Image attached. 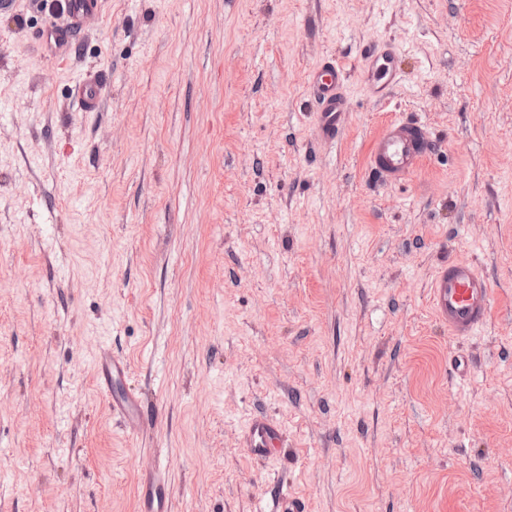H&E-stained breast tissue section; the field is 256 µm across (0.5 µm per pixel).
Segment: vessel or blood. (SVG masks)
<instances>
[{
  "instance_id": "obj_1",
  "label": "vessel or blood",
  "mask_w": 512,
  "mask_h": 512,
  "mask_svg": "<svg viewBox=\"0 0 512 512\" xmlns=\"http://www.w3.org/2000/svg\"><path fill=\"white\" fill-rule=\"evenodd\" d=\"M99 11L98 0H66V24H51L47 36L57 45L64 46L70 40L74 28L84 26ZM371 58L380 66L377 85L373 94L377 100H386L394 76L389 64L390 50H374ZM346 73L336 61L322 62L308 81L309 96L315 106L319 134L323 141H333L344 125L346 101L344 81ZM103 88L95 77H87L76 91L77 102L82 111L97 110L102 99ZM427 128L416 119L396 120L373 138L368 169L378 184L389 186L413 173L429 151ZM433 308L440 323L447 326L449 334L456 339L476 335L487 321L491 309L492 288L489 280L478 267L466 259H454L443 264L432 284ZM97 381L104 392H111L113 382L122 380L126 366L120 359L103 356L97 361ZM280 432L267 417L254 416L247 428L246 446L252 456L263 458L279 445ZM168 484L165 472L155 469L138 490L139 512H164Z\"/></svg>"
}]
</instances>
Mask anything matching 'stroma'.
<instances>
[{"instance_id": "stroma-1", "label": "stroma", "mask_w": 512, "mask_h": 512, "mask_svg": "<svg viewBox=\"0 0 512 512\" xmlns=\"http://www.w3.org/2000/svg\"><path fill=\"white\" fill-rule=\"evenodd\" d=\"M49 20L0 0V512H139L158 466L167 512H512V0H99L57 52ZM327 58L333 144L305 108ZM395 118L432 148L379 186ZM454 258L492 287L464 341L431 306ZM259 413L283 445L255 459ZM366 59H381L383 61V63L380 64L377 72V80L380 85H374L373 95L378 101H384L389 96V91L387 89L392 85L394 80V75L390 73L389 68V64L392 60V52L389 49L373 50L368 53ZM346 73L336 60L322 62L310 75L309 96L315 106L319 134L324 142L336 139L344 125ZM103 87L96 77L89 76L82 81L76 91L79 107L84 112L97 110L102 99ZM97 381L99 388L112 400V410L128 419L141 418L143 409L141 402L131 395L121 398L112 397L113 381H121L126 373V365L117 358L109 355L100 357L97 361Z\"/></svg>"}]
</instances>
